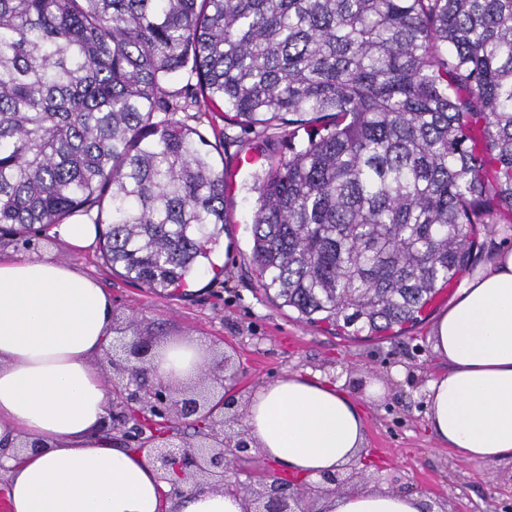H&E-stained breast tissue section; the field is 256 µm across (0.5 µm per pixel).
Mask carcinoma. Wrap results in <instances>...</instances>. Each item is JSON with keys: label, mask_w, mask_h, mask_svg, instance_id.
Masks as SVG:
<instances>
[{"label": "carcinoma", "mask_w": 512, "mask_h": 512, "mask_svg": "<svg viewBox=\"0 0 512 512\" xmlns=\"http://www.w3.org/2000/svg\"><path fill=\"white\" fill-rule=\"evenodd\" d=\"M188 112L327 120L253 185V265L310 324H412L512 224V0H0V232L93 213L129 282L216 268L230 179Z\"/></svg>", "instance_id": "cac0c4a2"}]
</instances>
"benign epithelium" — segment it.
Instances as JSON below:
<instances>
[{
  "label": "benign epithelium",
  "mask_w": 512,
  "mask_h": 512,
  "mask_svg": "<svg viewBox=\"0 0 512 512\" xmlns=\"http://www.w3.org/2000/svg\"><path fill=\"white\" fill-rule=\"evenodd\" d=\"M154 342L148 336H130L106 353L112 369V390L121 411L112 415L104 431L120 435V440L135 442L147 450L154 465L176 475L174 492L182 485H207L222 490L237 474L238 461L249 454L252 443L244 431L234 430L239 415L234 407L221 403L224 412L211 407V393L226 388L224 374L228 360L217 364L204 361L206 386L201 389H174L162 383L147 385L153 360ZM194 419L207 424V431L197 444L187 446L174 442L164 424L171 419ZM353 475L344 471L321 475L317 493L331 495L348 484ZM240 494L248 501L249 512H301L302 493L290 484L273 480L255 489L239 484Z\"/></svg>",
  "instance_id": "benign-epithelium-1"
}]
</instances>
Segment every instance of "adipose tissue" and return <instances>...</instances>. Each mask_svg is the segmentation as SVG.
<instances>
[{"instance_id": "adipose-tissue-1", "label": "adipose tissue", "mask_w": 512, "mask_h": 512, "mask_svg": "<svg viewBox=\"0 0 512 512\" xmlns=\"http://www.w3.org/2000/svg\"><path fill=\"white\" fill-rule=\"evenodd\" d=\"M112 299L91 278L49 258H0V470L10 512H246L243 496L172 486L146 453L112 446L110 392L92 360L108 343ZM431 340L448 372L425 391L427 429L470 462L512 458V249L467 276ZM201 343L159 350L155 381L200 377ZM243 426L272 471L291 483L356 462L368 466L364 414L339 386L300 375L258 386ZM33 447L16 453L18 439ZM323 512H423L419 495L341 493Z\"/></svg>"}]
</instances>
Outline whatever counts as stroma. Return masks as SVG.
Here are the masks:
<instances>
[{"mask_svg":"<svg viewBox=\"0 0 512 512\" xmlns=\"http://www.w3.org/2000/svg\"><path fill=\"white\" fill-rule=\"evenodd\" d=\"M212 122L224 130L217 153L232 176L226 197L230 222L218 248L223 280L212 281L204 272L190 296H170L112 272L95 244L77 252L49 234L39 239L35 253L50 254L99 281L112 297L113 326L121 335L134 330L161 344L190 335L210 356L229 357V368L237 373L232 391L236 404H243L256 386L291 374L342 383L365 410L366 450L377 464L375 471L352 479L351 488L417 493L441 512H512L511 459L464 461L426 430L423 390L448 370L429 336L454 290L439 294L405 334L381 340L338 336L278 307L250 273L256 199L250 186L257 166L287 156L289 144L274 130L245 138L221 117ZM246 155L254 157V165L239 166Z\"/></svg>","mask_w":512,"mask_h":512,"instance_id":"obj_1","label":"stroma"}]
</instances>
